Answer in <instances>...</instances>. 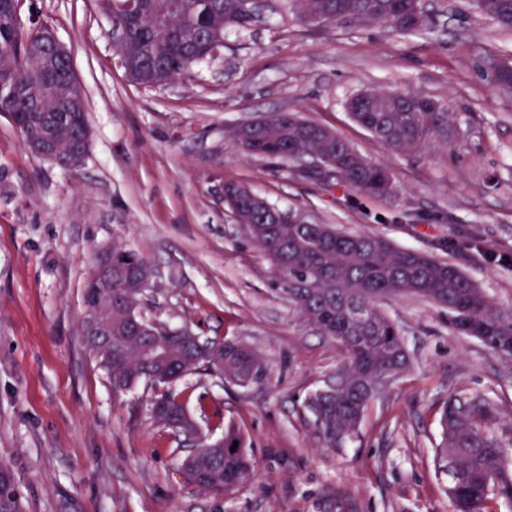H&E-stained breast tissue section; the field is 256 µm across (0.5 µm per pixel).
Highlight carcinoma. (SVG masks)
I'll use <instances>...</instances> for the list:
<instances>
[{"label": "carcinoma", "mask_w": 512, "mask_h": 512, "mask_svg": "<svg viewBox=\"0 0 512 512\" xmlns=\"http://www.w3.org/2000/svg\"><path fill=\"white\" fill-rule=\"evenodd\" d=\"M139 0L127 10L125 0H104L112 20L128 32L122 48L123 70L138 86L170 84L189 73L193 66L224 46L230 30L250 28L256 14L243 7L244 0ZM300 17L318 7L329 16L328 24L350 29L346 18L360 23L388 25L399 36L421 32L431 18L416 0H290ZM474 9L505 30H512V0H472ZM54 42L42 29L22 30L9 13L0 11V112L11 115L26 146L36 131L49 133L59 152L78 146L77 136L88 126L80 89L68 95L58 92L61 74L71 69L70 58H52ZM417 95L408 92L364 91L350 102H360L365 112L353 119L379 143L395 154L421 149L429 140L449 129V113L408 112ZM267 135L257 138L250 129L233 127L229 136L247 156L309 164L307 172L326 182L353 188L384 200L395 193L384 181L385 168L351 151L349 144L327 127L294 113L279 112L264 118ZM228 205L235 208L237 223L269 260L282 291L300 317L322 335L340 344L346 358L342 368L346 385L328 393L318 389L306 398L318 432L328 448L341 446L356 431L369 406L379 398L381 379L399 377L411 364L399 326L381 310L393 297H414L448 310V321L458 332L474 320L483 322L478 340L497 353L512 357V311L496 308L475 281L456 265L418 250L399 248L387 240L367 234H349L332 224H268L274 211H288L259 197L245 186L224 184ZM126 272L131 287L112 289V299L102 296L95 279L84 288V299L102 314L112 311V336L99 346L96 336L84 340L96 353L115 393L139 384L154 389L152 403L164 411L152 414L153 422L176 435L191 430L197 438L190 463L178 459L184 481L198 490L220 496L224 486L249 483L254 473L252 458L244 446L240 429L224 422V438L214 441L188 411L182 393L174 389L181 379L201 370L216 368L224 379L240 385L260 384L267 365L255 350L239 344L224 345V362L218 364L184 329L156 324L153 329L169 348L163 357L152 348V338L134 335L126 305L143 306L146 290L136 288L152 278V270L133 249L112 246V283ZM497 419L495 404L479 396L450 395L440 407L439 460L454 462L448 493L452 505L466 512H486L489 500L512 502V463L493 436ZM237 448H232L233 442Z\"/></svg>", "instance_id": "1"}]
</instances>
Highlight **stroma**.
<instances>
[{"label": "stroma", "instance_id": "35a3bbf8", "mask_svg": "<svg viewBox=\"0 0 512 512\" xmlns=\"http://www.w3.org/2000/svg\"><path fill=\"white\" fill-rule=\"evenodd\" d=\"M425 8L429 30L406 38L383 24L309 27L273 12L228 32L188 78L154 88L116 66L101 0H22V27H47L69 51L90 129L72 170L32 153L0 112V462L26 512H453L448 470L435 463L442 402L493 398L497 434L512 440V359L454 331L447 310L399 297L382 309L402 329L411 368L355 438L324 447L305 398L344 352L299 317L224 205L225 182L245 184L309 221L454 263L512 309V95L496 93L487 70L512 60V31L470 0ZM361 90L438 99L455 148L432 140L390 152L349 117L346 101ZM274 112L335 131L389 170L396 196L374 200L241 155L228 127ZM115 245L154 271L148 319L240 342L268 366L248 387L210 371L178 383L240 425L254 476L233 493L183 483L181 449L150 418L152 389L114 394L84 343L83 288L97 253Z\"/></svg>", "mask_w": 512, "mask_h": 512}]
</instances>
